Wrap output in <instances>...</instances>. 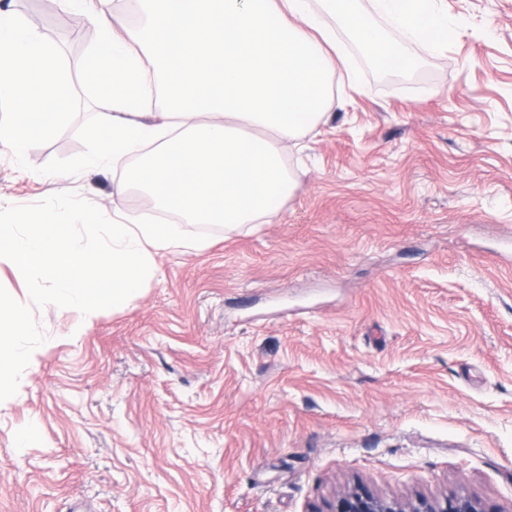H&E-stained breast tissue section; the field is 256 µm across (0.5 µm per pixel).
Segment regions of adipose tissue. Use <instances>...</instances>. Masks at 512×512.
Instances as JSON below:
<instances>
[{
	"label": "adipose tissue",
	"mask_w": 512,
	"mask_h": 512,
	"mask_svg": "<svg viewBox=\"0 0 512 512\" xmlns=\"http://www.w3.org/2000/svg\"><path fill=\"white\" fill-rule=\"evenodd\" d=\"M325 2L339 27L311 0H137V20L121 29L111 9L91 10L85 66L101 91L76 170H122L117 193L137 189L188 224L264 223L298 183L289 145L335 105L337 74L357 81L337 28L408 70L412 44L448 45L436 0H371L403 45L358 0Z\"/></svg>",
	"instance_id": "1"
}]
</instances>
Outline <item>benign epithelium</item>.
Instances as JSON below:
<instances>
[{"instance_id": "7a95c632", "label": "benign epithelium", "mask_w": 512, "mask_h": 512, "mask_svg": "<svg viewBox=\"0 0 512 512\" xmlns=\"http://www.w3.org/2000/svg\"><path fill=\"white\" fill-rule=\"evenodd\" d=\"M324 512H503L487 508L479 501L462 494L441 498L419 494L399 500L381 496L363 484L336 495Z\"/></svg>"}]
</instances>
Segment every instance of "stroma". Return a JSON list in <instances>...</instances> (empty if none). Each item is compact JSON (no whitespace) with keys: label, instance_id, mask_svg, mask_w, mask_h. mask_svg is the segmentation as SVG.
Here are the masks:
<instances>
[{"label":"stroma","instance_id":"35a3bbf8","mask_svg":"<svg viewBox=\"0 0 512 512\" xmlns=\"http://www.w3.org/2000/svg\"><path fill=\"white\" fill-rule=\"evenodd\" d=\"M440 5L454 36L413 72L339 31L359 88L337 79L268 223L155 254L80 337L36 311L55 342L0 403V512H315L356 479L512 508V0ZM8 6L76 70L87 14ZM82 150L67 129L26 171L0 145V207L74 191L153 211L113 197L115 170L35 172Z\"/></svg>","mask_w":512,"mask_h":512}]
</instances>
